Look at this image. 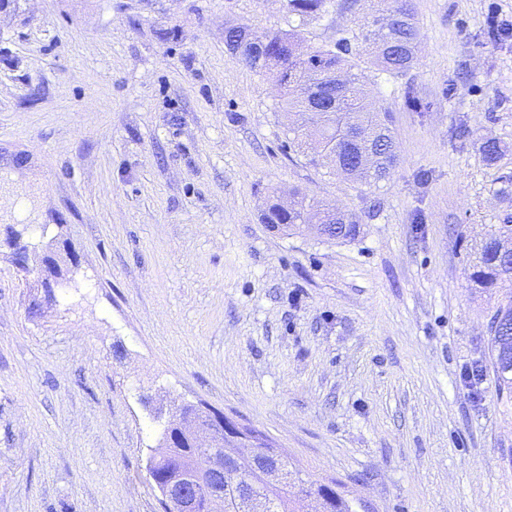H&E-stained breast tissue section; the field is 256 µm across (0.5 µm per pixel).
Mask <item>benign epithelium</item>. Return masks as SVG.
Instances as JSON below:
<instances>
[{"label":"benign epithelium","mask_w":512,"mask_h":512,"mask_svg":"<svg viewBox=\"0 0 512 512\" xmlns=\"http://www.w3.org/2000/svg\"><path fill=\"white\" fill-rule=\"evenodd\" d=\"M31 253L27 246L18 252L17 268L31 278V287L49 292L60 278L58 270L49 257L33 261ZM178 423L190 441L199 448L216 436L214 429L201 425L192 413L184 420L178 419ZM224 436L235 445L232 453L199 454L193 458L190 471L182 472L157 486L163 512H223L224 488L228 486L235 489L238 502L248 501L252 480L244 479V472L268 479L282 476L275 463L258 460L255 443L245 430L229 419L224 421Z\"/></svg>","instance_id":"benign-epithelium-1"}]
</instances>
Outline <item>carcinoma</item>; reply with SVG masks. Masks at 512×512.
Returning <instances> with one entry per match:
<instances>
[{
    "mask_svg": "<svg viewBox=\"0 0 512 512\" xmlns=\"http://www.w3.org/2000/svg\"><path fill=\"white\" fill-rule=\"evenodd\" d=\"M331 0H284L288 13L302 19L317 18ZM418 30L407 0H378V8L359 32L339 39L332 46L312 47L293 32H271L234 27L226 31L227 49L241 57L252 70L274 80L285 106L300 112V125L288 130L289 143L315 166H327L336 174L371 187L386 179L397 167L398 155L391 132L390 113L364 101L359 86L361 73L353 61L352 43L364 44L371 65L390 76H399L414 63ZM477 150L482 158L496 163L503 148L496 139H481ZM288 213L280 210L277 196L267 203L264 221L276 227L304 223V215L316 210L320 216L319 236L326 240L353 241L359 233L355 214L330 204L314 201L304 192L291 191ZM512 240V218L494 229L481 248V264L473 273L482 288L512 283V253L499 249V241ZM490 366L498 387L512 388V304L500 306L490 327ZM179 407L163 425L159 446L150 456V476L173 475L185 466L193 448L166 446L179 415ZM288 481L276 488L260 483L255 494L266 499L268 512H306V500L323 484L305 479L301 471L285 463ZM323 512H356L353 504L328 483Z\"/></svg>",
    "mask_w": 512,
    "mask_h": 512,
    "instance_id": "1",
    "label": "carcinoma"
}]
</instances>
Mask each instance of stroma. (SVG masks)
<instances>
[{
    "label": "stroma",
    "instance_id": "1",
    "mask_svg": "<svg viewBox=\"0 0 512 512\" xmlns=\"http://www.w3.org/2000/svg\"><path fill=\"white\" fill-rule=\"evenodd\" d=\"M369 5L0 0V512H162L155 412L184 402L375 512H512V389L464 377L505 301L471 275L512 216V0H410L414 66L358 58L399 155L373 187L295 152L278 87L225 46L329 44ZM292 188L358 239L265 224ZM16 231L63 273L37 308ZM288 14L304 18H317L327 11L331 0H284Z\"/></svg>",
    "mask_w": 512,
    "mask_h": 512
}]
</instances>
